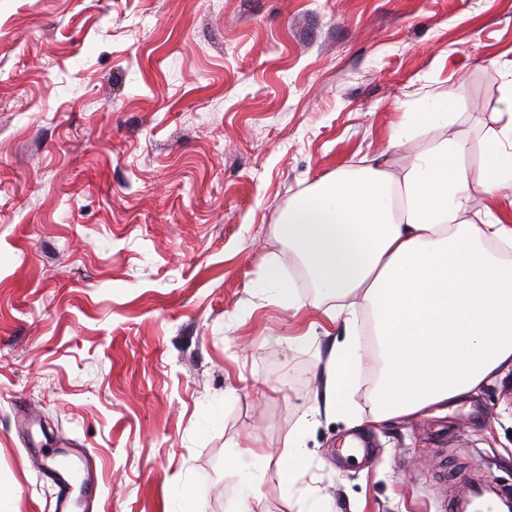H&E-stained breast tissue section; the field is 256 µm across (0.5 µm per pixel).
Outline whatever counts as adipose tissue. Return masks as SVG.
<instances>
[{
  "instance_id": "1",
  "label": "adipose tissue",
  "mask_w": 512,
  "mask_h": 512,
  "mask_svg": "<svg viewBox=\"0 0 512 512\" xmlns=\"http://www.w3.org/2000/svg\"><path fill=\"white\" fill-rule=\"evenodd\" d=\"M504 121L485 154L480 182L512 192V80L499 101ZM467 143L441 139L399 175L378 163L336 172L295 197L276 224L285 243L265 279L274 301L302 310L281 272L302 267L331 322L340 324L323 369V404L351 409L353 373L375 365L374 420L417 415L471 393L512 365V223H473ZM376 336L363 346L356 315Z\"/></svg>"
}]
</instances>
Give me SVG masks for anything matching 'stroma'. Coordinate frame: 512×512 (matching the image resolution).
<instances>
[{
	"mask_svg": "<svg viewBox=\"0 0 512 512\" xmlns=\"http://www.w3.org/2000/svg\"><path fill=\"white\" fill-rule=\"evenodd\" d=\"M511 78L512 0H0V512H53L52 452L96 476L76 512H448L474 465L512 490V369L373 423L365 366V425L313 414L331 341L296 336L329 303L262 274L296 194L444 137L470 218L512 219L478 183ZM438 93L447 124L409 126Z\"/></svg>",
	"mask_w": 512,
	"mask_h": 512,
	"instance_id": "stroma-1",
	"label": "stroma"
}]
</instances>
